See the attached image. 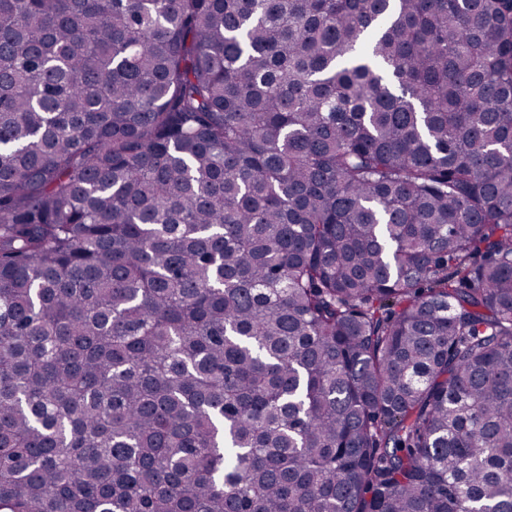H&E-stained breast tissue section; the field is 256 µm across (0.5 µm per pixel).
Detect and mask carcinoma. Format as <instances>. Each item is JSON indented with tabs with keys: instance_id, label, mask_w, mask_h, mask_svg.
Listing matches in <instances>:
<instances>
[{
	"instance_id": "cac0c4a2",
	"label": "carcinoma",
	"mask_w": 512,
	"mask_h": 512,
	"mask_svg": "<svg viewBox=\"0 0 512 512\" xmlns=\"http://www.w3.org/2000/svg\"><path fill=\"white\" fill-rule=\"evenodd\" d=\"M0 512H512V0H0Z\"/></svg>"
}]
</instances>
